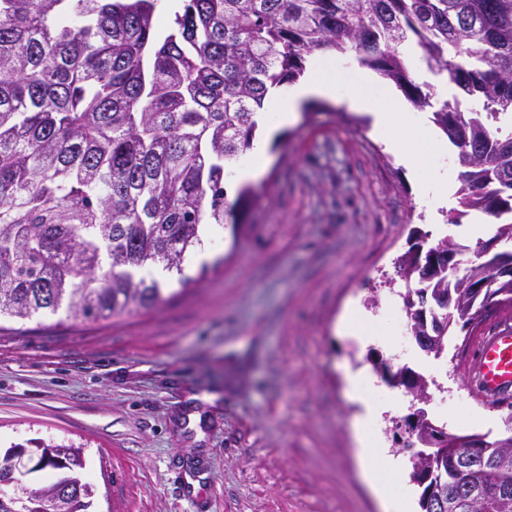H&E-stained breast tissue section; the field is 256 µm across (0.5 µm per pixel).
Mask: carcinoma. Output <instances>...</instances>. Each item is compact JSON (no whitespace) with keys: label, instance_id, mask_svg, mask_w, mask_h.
<instances>
[{"label":"carcinoma","instance_id":"cac0c4a2","mask_svg":"<svg viewBox=\"0 0 512 512\" xmlns=\"http://www.w3.org/2000/svg\"><path fill=\"white\" fill-rule=\"evenodd\" d=\"M162 0H0V318L56 314L87 321L129 315L178 295L137 277L160 266L180 287L184 263L204 248L203 227L237 225L258 203L249 185L226 200L231 163L253 147L269 89L290 84L317 51L393 82L456 148L458 206L495 232L470 248L446 237L398 261L411 337L434 358L490 304L512 307V0H182L165 34ZM454 86L411 79L404 48ZM381 368L413 381L427 402L435 381L413 368ZM506 434L480 436L467 479L456 440L423 412L410 427L411 481L421 512H512V417ZM446 438L444 446L439 439ZM47 455L46 487L0 484V512L41 497L83 468V449Z\"/></svg>","mask_w":512,"mask_h":512}]
</instances>
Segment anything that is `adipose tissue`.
Segmentation results:
<instances>
[{
  "label": "adipose tissue",
  "instance_id": "adipose-tissue-1",
  "mask_svg": "<svg viewBox=\"0 0 512 512\" xmlns=\"http://www.w3.org/2000/svg\"><path fill=\"white\" fill-rule=\"evenodd\" d=\"M370 82L367 74H360L358 83H350L335 62H326L324 68L312 75L308 82L295 85L288 91L270 90L269 99L275 114V124L289 123L299 104L312 96L341 97L347 105L359 112L368 113L372 118L374 130L388 135L389 147L395 156L405 164H412L413 150L411 139L399 136L391 137V130L399 128L404 116L399 104L389 98H378L365 92L364 87ZM415 180L422 201L427 202L429 213L448 207L451 201L454 176L447 170L425 172L415 170ZM346 381L349 391L362 407L355 422V431L359 443V454L368 458L372 455L375 444L374 435L377 423L383 412L389 411L395 404L394 399L373 400L367 397L364 389L366 377L363 373H347Z\"/></svg>",
  "mask_w": 512,
  "mask_h": 512
}]
</instances>
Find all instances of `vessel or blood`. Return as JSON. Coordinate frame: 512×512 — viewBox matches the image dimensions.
<instances>
[{
    "label": "vessel or blood",
    "instance_id": "1",
    "mask_svg": "<svg viewBox=\"0 0 512 512\" xmlns=\"http://www.w3.org/2000/svg\"><path fill=\"white\" fill-rule=\"evenodd\" d=\"M468 371L477 394L494 402L512 401V325L497 323L475 337Z\"/></svg>",
    "mask_w": 512,
    "mask_h": 512
}]
</instances>
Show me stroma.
<instances>
[{
    "label": "stroma",
    "mask_w": 512,
    "mask_h": 512,
    "mask_svg": "<svg viewBox=\"0 0 512 512\" xmlns=\"http://www.w3.org/2000/svg\"><path fill=\"white\" fill-rule=\"evenodd\" d=\"M285 125L265 119L259 202L224 226L171 301L118 319L65 314L0 322V453L34 438L83 445L85 512H383L364 479L346 371L387 383L379 365L424 371L401 348L395 262L440 226L370 115L314 97ZM210 263L201 271L202 263ZM357 303L378 340L338 331ZM467 336L448 345L426 404L458 434L503 433L507 407L473 394Z\"/></svg>",
    "instance_id": "35a3bbf8"
}]
</instances>
